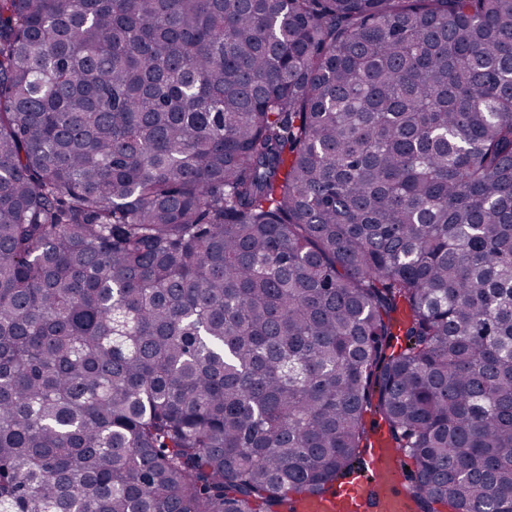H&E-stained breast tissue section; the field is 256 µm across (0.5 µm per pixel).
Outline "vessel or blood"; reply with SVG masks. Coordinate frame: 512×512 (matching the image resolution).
Here are the masks:
<instances>
[{
  "label": "vessel or blood",
  "mask_w": 512,
  "mask_h": 512,
  "mask_svg": "<svg viewBox=\"0 0 512 512\" xmlns=\"http://www.w3.org/2000/svg\"><path fill=\"white\" fill-rule=\"evenodd\" d=\"M373 443L374 448L363 463L364 477L356 479L336 497L304 496L298 512H364L371 503L377 504L379 512H413L412 500L397 489L403 476L397 452L388 447L384 433H376Z\"/></svg>",
  "instance_id": "b4317fda"
}]
</instances>
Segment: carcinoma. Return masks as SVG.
I'll return each mask as SVG.
<instances>
[{
    "label": "carcinoma",
    "instance_id": "carcinoma-1",
    "mask_svg": "<svg viewBox=\"0 0 512 512\" xmlns=\"http://www.w3.org/2000/svg\"><path fill=\"white\" fill-rule=\"evenodd\" d=\"M369 413L512 512V0H0V512H294Z\"/></svg>",
    "mask_w": 512,
    "mask_h": 512
}]
</instances>
